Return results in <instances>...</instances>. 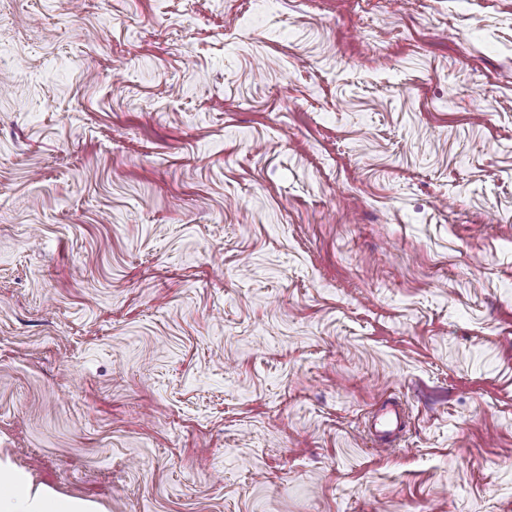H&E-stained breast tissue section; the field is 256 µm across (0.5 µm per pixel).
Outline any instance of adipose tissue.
Masks as SVG:
<instances>
[{"mask_svg":"<svg viewBox=\"0 0 512 512\" xmlns=\"http://www.w3.org/2000/svg\"><path fill=\"white\" fill-rule=\"evenodd\" d=\"M0 512H106L98 502L66 495L0 456Z\"/></svg>","mask_w":512,"mask_h":512,"instance_id":"ef3b65f1","label":"adipose tissue"}]
</instances>
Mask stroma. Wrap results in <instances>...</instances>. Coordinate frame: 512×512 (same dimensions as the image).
Listing matches in <instances>:
<instances>
[{"mask_svg": "<svg viewBox=\"0 0 512 512\" xmlns=\"http://www.w3.org/2000/svg\"><path fill=\"white\" fill-rule=\"evenodd\" d=\"M0 451L107 512H512V0H0ZM406 418V409L401 404L384 405L370 428L374 444L380 447L390 446L394 438L406 427Z\"/></svg>", "mask_w": 512, "mask_h": 512, "instance_id": "obj_1", "label": "stroma"}]
</instances>
